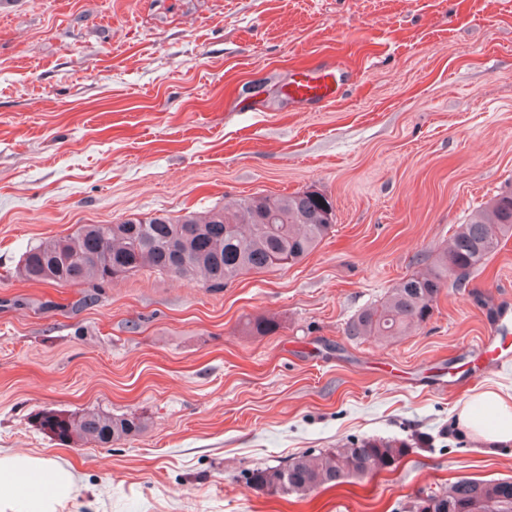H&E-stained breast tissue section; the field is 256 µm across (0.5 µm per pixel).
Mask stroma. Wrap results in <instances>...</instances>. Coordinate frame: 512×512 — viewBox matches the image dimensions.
<instances>
[{
  "label": "stroma",
  "mask_w": 512,
  "mask_h": 512,
  "mask_svg": "<svg viewBox=\"0 0 512 512\" xmlns=\"http://www.w3.org/2000/svg\"><path fill=\"white\" fill-rule=\"evenodd\" d=\"M334 63L323 108L288 100ZM326 193L333 228L300 263L212 292L150 270L77 307L26 249L83 224ZM512 191V0H0V448L52 458L64 512H407L458 478H512L450 426L512 357L476 346L512 303V239L393 341L348 323ZM280 327L258 336L241 323ZM95 408L145 429L66 446L37 415ZM351 438L411 450L304 500L240 473Z\"/></svg>",
  "instance_id": "1"
}]
</instances>
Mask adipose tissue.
<instances>
[{
	"label": "adipose tissue",
	"mask_w": 512,
	"mask_h": 512,
	"mask_svg": "<svg viewBox=\"0 0 512 512\" xmlns=\"http://www.w3.org/2000/svg\"><path fill=\"white\" fill-rule=\"evenodd\" d=\"M454 430L492 453L512 443V392L488 388L455 413ZM79 478L56 462L0 449V512H60L74 501Z\"/></svg>",
	"instance_id": "obj_1"
}]
</instances>
